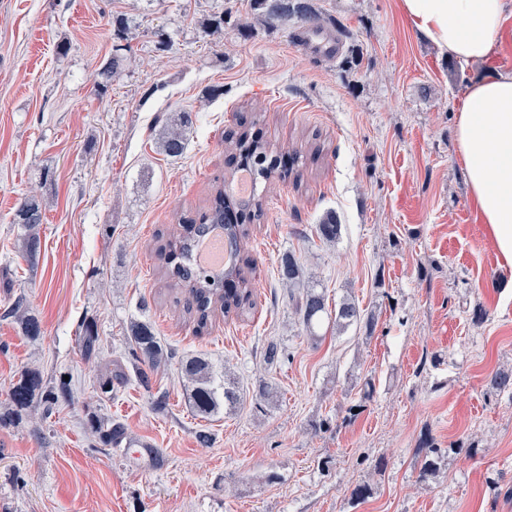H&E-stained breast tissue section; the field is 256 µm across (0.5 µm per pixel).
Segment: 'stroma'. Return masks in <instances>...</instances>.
Wrapping results in <instances>:
<instances>
[{"label":"stroma","instance_id":"35a3bbf8","mask_svg":"<svg viewBox=\"0 0 512 512\" xmlns=\"http://www.w3.org/2000/svg\"><path fill=\"white\" fill-rule=\"evenodd\" d=\"M316 3L340 41L332 57L293 45L298 23L244 27L250 0H0V512H512V396L489 386L512 368V286L454 142L471 83L512 71V19L491 62H461L414 30L399 0ZM217 16L223 27L208 29ZM117 51L124 66L98 93L95 71ZM179 112L192 122L170 158L159 138ZM242 123L308 160L298 179L258 186L254 309L198 332L159 250L208 209L229 175L224 135ZM32 192L44 220L30 262L14 217ZM330 211L342 226L333 243L317 232ZM289 254L329 304L349 296L375 315L373 334L328 319L310 340L300 291L279 275ZM20 297L39 336L21 331ZM133 319L172 353L145 384L105 372L133 362ZM271 342L284 363L265 364ZM192 356L234 378V410L191 412L180 364ZM33 370L48 387L67 381L70 397L15 410L9 392ZM365 377L367 402L353 386ZM265 382L278 401L260 410ZM95 418L121 423L133 450L104 444ZM315 419L331 431L314 433ZM427 434L460 450L424 480ZM363 483L371 496L352 501Z\"/></svg>","mask_w":512,"mask_h":512}]
</instances>
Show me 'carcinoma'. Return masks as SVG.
Instances as JSON below:
<instances>
[{"label":"carcinoma","mask_w":512,"mask_h":512,"mask_svg":"<svg viewBox=\"0 0 512 512\" xmlns=\"http://www.w3.org/2000/svg\"><path fill=\"white\" fill-rule=\"evenodd\" d=\"M252 9L258 17L269 24H286L293 19L309 21L313 24L312 32L318 34L321 31L318 11L313 0H251ZM123 65L122 57L118 55L112 58L100 69L101 81L98 87L101 91H107L108 84ZM190 125L189 113L184 112L178 117L162 140V150L170 157L177 158L183 155L186 148L184 135L185 128ZM231 155L241 153L254 154L256 159L250 164L253 176H261L265 180L274 177L285 178L293 173L294 167L299 165L300 155L291 156L292 167L287 170H278L273 166L264 164V158L278 155L277 150L270 145L253 138L245 128L229 132L225 138ZM234 180H229L225 186L217 190L209 210L203 213V224L194 227H184V232L179 235L175 243L168 245L160 252V260L164 273L168 279L184 290L186 294L184 313L188 320L192 321L197 330L202 331L212 324L213 320L222 316L224 318L246 316L253 308L254 289L251 287L249 273L252 271L254 260L242 252L241 243L249 237L251 223L261 213L260 200L254 198L243 202L244 216L236 224H224V236L228 240V246L233 257L232 265L225 280L234 284L232 288H224L210 283L211 277L206 271H191V247L196 234L203 230L205 224H223L224 199L233 192ZM43 220L42 202L34 196L26 197L19 204L16 213V223L28 232L26 239V254L33 258L39 249V240L34 233L37 225ZM318 232L322 238L332 241L339 237L341 224L335 213L329 212L318 225ZM281 277L293 285L302 278V271L293 256L288 255L281 262ZM13 312L20 314V324L27 336L40 334V325L35 317L23 313V303L17 302ZM295 313L309 333L312 340H317L316 327L325 316L328 315L327 299L324 293L309 289L295 303ZM336 325L347 328L355 325L372 334L375 328V319L369 315H363L360 308L353 302L344 301L336 308ZM130 337L139 350V363L149 367L157 366L169 359L168 351L161 346L152 330V327L143 321L135 320L129 326ZM80 340L84 352L94 354L98 340L97 330L92 324H84L81 327ZM181 371L190 384L189 405L196 416L207 419L221 411V409L233 410L240 401L239 391L235 382L226 379L219 380L213 366L204 359L190 358L181 363ZM490 386L498 393L512 394V370H500L490 379ZM45 395V403L51 405L59 396L67 395L66 385L58 389H43V379L39 372L30 371L11 390L10 399L13 405L24 410L31 406L38 394ZM95 431L99 432L106 443H119L125 439V431L121 424L109 422L95 425ZM418 457L420 458V474L426 478L437 471L438 460L443 456V449L439 448L434 438L425 436L418 444Z\"/></svg>","instance_id":"carcinoma-1"}]
</instances>
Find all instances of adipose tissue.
I'll return each instance as SVG.
<instances>
[{"mask_svg": "<svg viewBox=\"0 0 512 512\" xmlns=\"http://www.w3.org/2000/svg\"><path fill=\"white\" fill-rule=\"evenodd\" d=\"M411 25L451 58L490 60L512 0H400ZM456 141L468 192L512 281V71L472 83L458 113Z\"/></svg>", "mask_w": 512, "mask_h": 512, "instance_id": "adipose-tissue-1", "label": "adipose tissue"}]
</instances>
